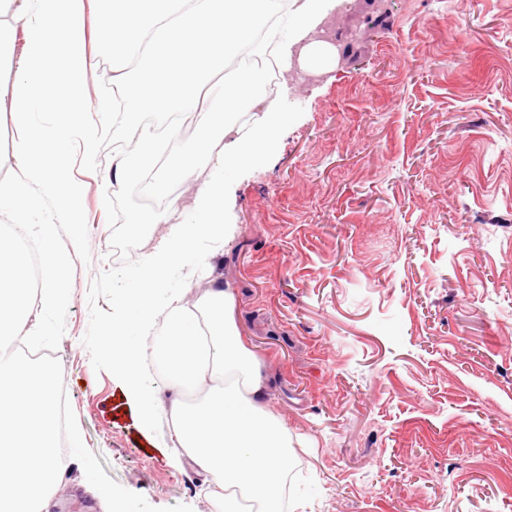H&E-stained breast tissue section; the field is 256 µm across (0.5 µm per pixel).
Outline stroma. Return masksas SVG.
<instances>
[{"instance_id": "1", "label": "stroma", "mask_w": 512, "mask_h": 512, "mask_svg": "<svg viewBox=\"0 0 512 512\" xmlns=\"http://www.w3.org/2000/svg\"><path fill=\"white\" fill-rule=\"evenodd\" d=\"M342 49L331 77L283 87V111L228 121L215 150L260 122L267 145L224 187V246L190 285L228 294L259 362L257 402L280 417L285 512H512V0H329ZM145 169L167 183L173 222L209 181L183 144ZM66 282L72 307L52 351L86 447L156 507L210 512L177 459L172 425L145 428L104 352L77 342L107 323L128 268L169 227L107 220ZM72 462L53 512H106Z\"/></svg>"}]
</instances>
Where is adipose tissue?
Returning a JSON list of instances; mask_svg holds the SVG:
<instances>
[{"label": "adipose tissue", "mask_w": 512, "mask_h": 512, "mask_svg": "<svg viewBox=\"0 0 512 512\" xmlns=\"http://www.w3.org/2000/svg\"><path fill=\"white\" fill-rule=\"evenodd\" d=\"M327 0H0V75L16 138L0 152V346L49 345L71 307L65 275L85 245V180L98 183V205L134 181L162 147L154 118L195 112L208 137L224 132L230 113L257 104L264 76L242 47L255 29L274 25L281 52L305 39ZM111 55L114 82L127 89L126 117L139 128L135 143L103 169L100 153L112 121V98H91L98 62ZM144 58L158 77L147 92L129 81L120 61ZM223 72L205 100L193 89ZM265 127L225 154L192 147L212 173L193 210L170 224L163 204L131 213L144 224H170L168 244L144 258L125 291L112 300L115 329L159 325L156 374L171 391L169 406L150 397L133 360L114 359L145 425L169 417L174 445L213 492L234 487L271 496L283 474L288 439L255 401L258 363L227 315L223 289L187 301L195 272L224 240L221 196L241 161L262 150ZM36 240L32 265L20 238Z\"/></svg>", "instance_id": "1"}]
</instances>
